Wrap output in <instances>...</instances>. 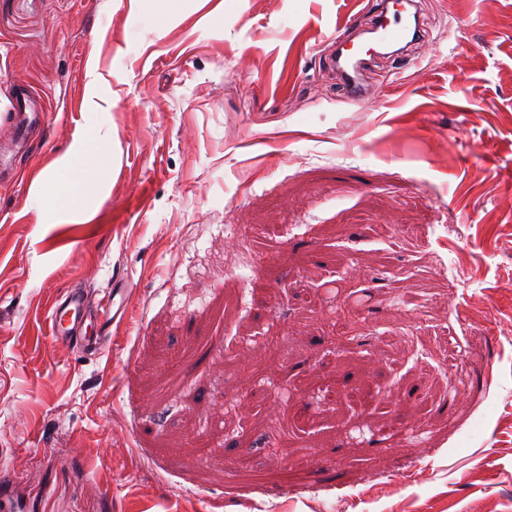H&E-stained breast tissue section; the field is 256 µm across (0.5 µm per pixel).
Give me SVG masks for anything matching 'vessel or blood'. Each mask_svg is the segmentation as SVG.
Returning <instances> with one entry per match:
<instances>
[{
    "label": "vessel or blood",
    "mask_w": 512,
    "mask_h": 512,
    "mask_svg": "<svg viewBox=\"0 0 512 512\" xmlns=\"http://www.w3.org/2000/svg\"><path fill=\"white\" fill-rule=\"evenodd\" d=\"M376 40L378 43L401 49L418 39L420 32L417 22L403 14L402 10L390 6L388 0H381L376 14ZM337 64L342 71L343 83L349 94L356 99H363L361 78L357 65L359 49L352 46L348 35H337ZM88 298L79 288H69L51 305L47 320L51 343L58 348H82L93 352L100 351L110 344L107 336H85L81 330L85 321V309Z\"/></svg>",
    "instance_id": "1"
}]
</instances>
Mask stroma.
I'll return each instance as SVG.
<instances>
[{"label": "stroma", "mask_w": 512, "mask_h": 512, "mask_svg": "<svg viewBox=\"0 0 512 512\" xmlns=\"http://www.w3.org/2000/svg\"><path fill=\"white\" fill-rule=\"evenodd\" d=\"M375 2L0 0V463L24 512H512V0H419L367 106L332 57ZM22 89L45 115L24 145ZM90 129L108 167L44 223L33 181ZM74 285L126 304L101 355L47 339Z\"/></svg>", "instance_id": "1"}]
</instances>
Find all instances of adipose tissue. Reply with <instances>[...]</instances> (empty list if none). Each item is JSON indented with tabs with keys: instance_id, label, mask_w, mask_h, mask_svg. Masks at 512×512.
<instances>
[{
	"instance_id": "1",
	"label": "adipose tissue",
	"mask_w": 512,
	"mask_h": 512,
	"mask_svg": "<svg viewBox=\"0 0 512 512\" xmlns=\"http://www.w3.org/2000/svg\"><path fill=\"white\" fill-rule=\"evenodd\" d=\"M106 165L107 153L101 136L94 134L76 142L51 173L34 186L45 223H55L63 212H72L84 205L89 190Z\"/></svg>"
}]
</instances>
